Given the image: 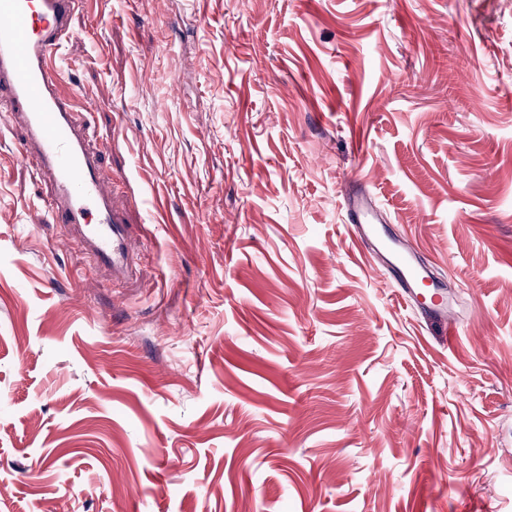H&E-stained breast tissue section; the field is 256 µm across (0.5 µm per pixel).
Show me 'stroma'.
Returning a JSON list of instances; mask_svg holds the SVG:
<instances>
[{
  "instance_id": "35a3bbf8",
  "label": "stroma",
  "mask_w": 512,
  "mask_h": 512,
  "mask_svg": "<svg viewBox=\"0 0 512 512\" xmlns=\"http://www.w3.org/2000/svg\"><path fill=\"white\" fill-rule=\"evenodd\" d=\"M61 53L139 259L0 126V512H512V0H88ZM343 201L349 232L364 251L380 259L400 299L407 306L418 308L429 321L443 323L448 336H456L458 321L448 308L447 289L431 278L409 244L382 232L386 221L376 201L358 184L344 195ZM426 281L433 287L429 298L422 293Z\"/></svg>"
}]
</instances>
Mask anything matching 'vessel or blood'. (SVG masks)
<instances>
[{"mask_svg":"<svg viewBox=\"0 0 512 512\" xmlns=\"http://www.w3.org/2000/svg\"><path fill=\"white\" fill-rule=\"evenodd\" d=\"M83 0H0V112L25 131L22 157L32 158L52 189L50 221L72 227L97 267L113 278L133 274L128 227L113 210L97 152L87 145L74 97L61 89L59 50ZM347 227L367 253L377 256L400 299L457 335L447 290L422 286L430 274L406 242L386 236L376 201L360 186L343 198Z\"/></svg>","mask_w":512,"mask_h":512,"instance_id":"b4317fda","label":"vessel or blood"}]
</instances>
